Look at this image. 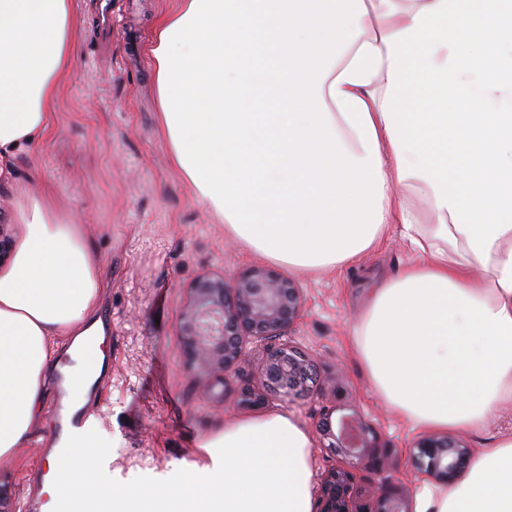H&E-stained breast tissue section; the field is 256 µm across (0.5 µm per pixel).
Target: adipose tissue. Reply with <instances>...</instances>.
I'll return each instance as SVG.
<instances>
[{
	"instance_id": "1",
	"label": "adipose tissue",
	"mask_w": 512,
	"mask_h": 512,
	"mask_svg": "<svg viewBox=\"0 0 512 512\" xmlns=\"http://www.w3.org/2000/svg\"><path fill=\"white\" fill-rule=\"evenodd\" d=\"M72 0H0V188L21 233L0 269V460L43 419L59 350L84 400L102 372L101 259L74 213L29 194L18 155L73 67ZM173 165L227 237L294 271L392 231L412 258L371 294L354 351L412 427L491 433L416 512H512V0H178L150 47ZM199 459L106 476L88 419L47 456L65 512H313L312 438L284 413L225 419Z\"/></svg>"
}]
</instances>
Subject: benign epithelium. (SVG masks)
Listing matches in <instances>:
<instances>
[{
    "label": "benign epithelium",
    "instance_id": "benign-epithelium-1",
    "mask_svg": "<svg viewBox=\"0 0 512 512\" xmlns=\"http://www.w3.org/2000/svg\"><path fill=\"white\" fill-rule=\"evenodd\" d=\"M302 309L293 279L266 267L230 275L204 273L188 288V301L178 319L181 353L188 373L207 375L229 384L233 367L250 344L266 351L259 387L240 390L239 404L265 405L269 396L309 390L316 381L314 360L285 340ZM319 428L328 447L346 458L322 474L318 487L320 512H411L401 483L387 474L391 453L357 412L336 414L328 408ZM468 461L467 448L446 436L428 435L416 444L412 463L436 483L449 485ZM383 476L372 497L363 500L365 474Z\"/></svg>",
    "mask_w": 512,
    "mask_h": 512
}]
</instances>
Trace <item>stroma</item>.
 Wrapping results in <instances>:
<instances>
[{"mask_svg": "<svg viewBox=\"0 0 512 512\" xmlns=\"http://www.w3.org/2000/svg\"><path fill=\"white\" fill-rule=\"evenodd\" d=\"M176 4L112 0L115 18H132L138 33L113 28L105 49L90 0H74L81 23L73 69L50 132L17 161L22 183L50 194L88 224L101 257V311L112 365L103 384L92 386L88 403L108 443V471L120 480L165 472L173 461H195L199 437L223 427L226 417L245 415L238 390L258 385L263 360L260 349H250L230 386L215 387L205 400L180 353L177 323L193 279L209 270L233 274L260 259L225 240L223 223L194 200L171 165L159 130L149 47L156 19ZM409 258L392 234L353 264L295 273L304 307L290 341L315 359L318 380L307 394L270 398L264 410L306 426L319 474L339 460L317 434L323 408L356 409L391 448L394 476L414 494L425 480L410 452L423 432L380 402L354 356L353 338L372 288L397 276ZM54 439L50 419H43L0 467V487L18 512H53L47 495H38L32 507L27 501L32 482L46 478L45 456Z\"/></svg>", "mask_w": 512, "mask_h": 512, "instance_id": "stroma-1", "label": "stroma"}]
</instances>
